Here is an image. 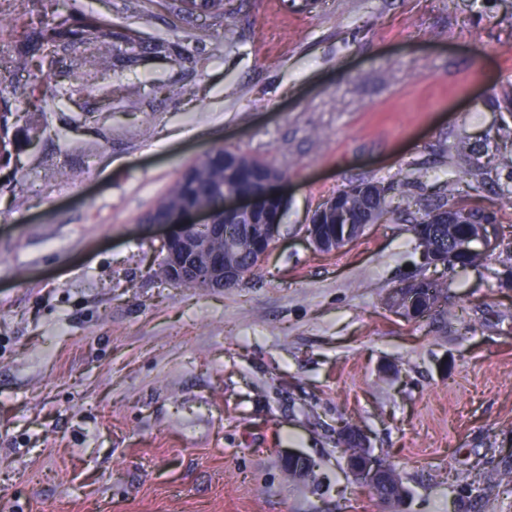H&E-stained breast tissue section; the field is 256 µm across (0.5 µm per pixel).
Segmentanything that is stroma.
Wrapping results in <instances>:
<instances>
[{
	"instance_id": "stroma-1",
	"label": "stroma",
	"mask_w": 512,
	"mask_h": 512,
	"mask_svg": "<svg viewBox=\"0 0 512 512\" xmlns=\"http://www.w3.org/2000/svg\"><path fill=\"white\" fill-rule=\"evenodd\" d=\"M48 5L0 0V512H512L488 480L512 468V179L458 182L499 216L476 267L422 269L388 215L332 252L305 234L355 180L393 184L388 214L433 202L453 135L512 153L484 105L512 81V0H233L230 40L180 0H83L134 51L96 74L65 32L18 70ZM217 148L284 168L281 238L232 287L174 286L145 218ZM423 273L439 306L389 311ZM343 420L402 503L353 483Z\"/></svg>"
}]
</instances>
